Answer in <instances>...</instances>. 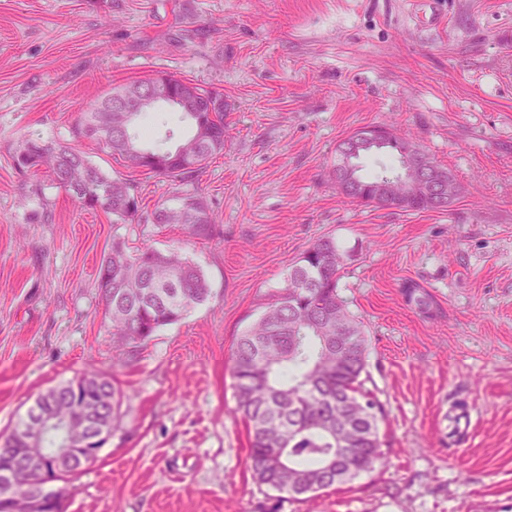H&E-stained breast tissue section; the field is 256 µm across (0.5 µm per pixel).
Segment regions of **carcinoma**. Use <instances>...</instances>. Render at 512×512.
<instances>
[{
  "label": "carcinoma",
  "instance_id": "obj_1",
  "mask_svg": "<svg viewBox=\"0 0 512 512\" xmlns=\"http://www.w3.org/2000/svg\"><path fill=\"white\" fill-rule=\"evenodd\" d=\"M176 95L192 92L196 112H185L191 134L175 147H146L134 131L140 112L113 108L117 96L153 82V78L115 87L81 113L72 130L78 140H91L120 157L127 166L165 176L186 185L214 155L224 151V94L174 76ZM16 163L45 165L54 181L79 203L112 214L127 224L140 216V201L130 183L105 174L76 145L25 140ZM364 185L354 201L380 206L374 188L399 173L388 167L372 175L354 168ZM154 224H180L190 235L207 238L216 224L205 197L196 187L185 188L154 208ZM342 254L336 242L321 239L288 270L279 298L240 336L231 354L237 410L250 433L248 467L254 479L292 498L318 493L385 464L378 434L379 403L364 389L361 374L367 347L362 322L353 316L337 292ZM97 288L112 323V335L122 345L148 341L162 327L180 321L211 293L202 271L175 251L112 244L97 276ZM408 301L428 306L427 294L415 283L405 285ZM120 389L103 375L86 373L78 386L67 381L42 394L41 410L64 419L71 405L87 403L109 427L117 419L111 401ZM61 436L45 442L41 469L53 473L66 461L56 456ZM23 444L0 447V512H23L26 502L40 495L47 512H65L73 483L52 485L33 473L22 453Z\"/></svg>",
  "mask_w": 512,
  "mask_h": 512
}]
</instances>
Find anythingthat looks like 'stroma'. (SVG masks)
Segmentation results:
<instances>
[{
  "label": "stroma",
  "instance_id": "35a3bbf8",
  "mask_svg": "<svg viewBox=\"0 0 512 512\" xmlns=\"http://www.w3.org/2000/svg\"><path fill=\"white\" fill-rule=\"evenodd\" d=\"M154 75L228 104L224 151L195 181L213 238L113 223L15 163L23 139L70 142L84 105ZM375 125L455 177L446 210L339 192L338 143ZM81 148L145 211L179 190ZM325 238L387 463L301 501L248 469L229 359ZM117 240L180 250L210 299L117 346L97 288ZM88 372L117 383L119 422L65 512H512V0H0V438Z\"/></svg>",
  "mask_w": 512,
  "mask_h": 512
}]
</instances>
